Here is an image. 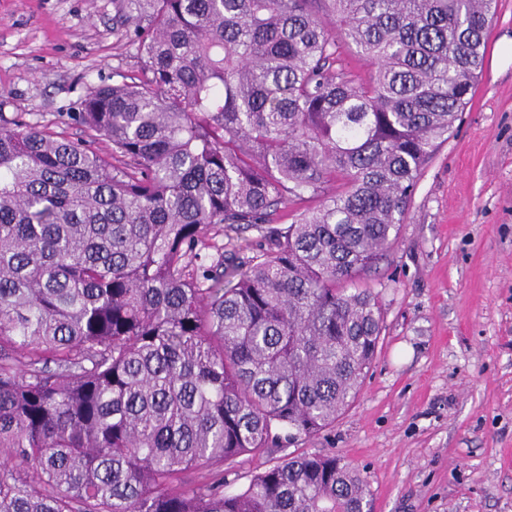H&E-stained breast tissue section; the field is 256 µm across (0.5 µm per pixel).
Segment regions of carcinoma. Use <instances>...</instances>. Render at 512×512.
I'll return each instance as SVG.
<instances>
[{"label":"carcinoma","mask_w":512,"mask_h":512,"mask_svg":"<svg viewBox=\"0 0 512 512\" xmlns=\"http://www.w3.org/2000/svg\"><path fill=\"white\" fill-rule=\"evenodd\" d=\"M310 2L125 0L137 70L81 99L82 140L0 123V512L368 509L358 470L288 448L359 395L383 318L355 278L471 99L496 4L327 0L360 81ZM256 454L277 461L224 491ZM340 51L348 63L349 68L361 79L368 80L372 73V66L363 60L357 53L356 48L345 42H342Z\"/></svg>","instance_id":"1"}]
</instances>
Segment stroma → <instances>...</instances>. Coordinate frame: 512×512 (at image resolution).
I'll use <instances>...</instances> for the list:
<instances>
[{
	"instance_id": "obj_1",
	"label": "stroma",
	"mask_w": 512,
	"mask_h": 512,
	"mask_svg": "<svg viewBox=\"0 0 512 512\" xmlns=\"http://www.w3.org/2000/svg\"><path fill=\"white\" fill-rule=\"evenodd\" d=\"M120 0H0V117L64 127L136 60ZM360 287L385 329L357 401L302 443L368 480L373 512H512V0L473 96Z\"/></svg>"
}]
</instances>
